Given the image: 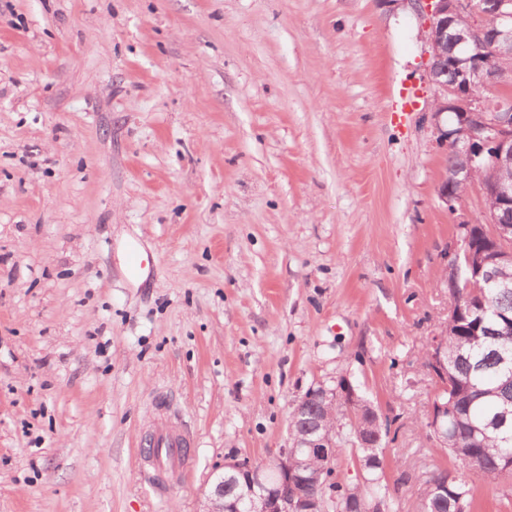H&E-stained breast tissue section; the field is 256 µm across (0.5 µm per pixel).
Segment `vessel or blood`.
Returning <instances> with one entry per match:
<instances>
[{"label":"vessel or blood","instance_id":"vessel-or-blood-1","mask_svg":"<svg viewBox=\"0 0 512 512\" xmlns=\"http://www.w3.org/2000/svg\"><path fill=\"white\" fill-rule=\"evenodd\" d=\"M164 428L149 433L139 454L140 464L152 487L161 494L171 488L173 475L187 471V450L193 442L192 431L175 415H167Z\"/></svg>","mask_w":512,"mask_h":512}]
</instances>
